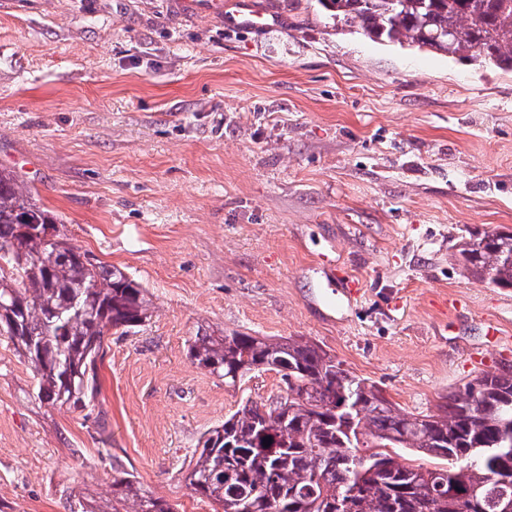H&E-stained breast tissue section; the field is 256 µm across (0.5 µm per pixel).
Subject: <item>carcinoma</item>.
Wrapping results in <instances>:
<instances>
[{
  "label": "carcinoma",
  "mask_w": 512,
  "mask_h": 512,
  "mask_svg": "<svg viewBox=\"0 0 512 512\" xmlns=\"http://www.w3.org/2000/svg\"><path fill=\"white\" fill-rule=\"evenodd\" d=\"M332 24L377 43L428 49L512 71V0H317ZM24 224H56L48 242ZM14 172L0 169V336L33 367L34 397L96 406L99 362L112 334L151 317L148 290L125 270L87 261ZM467 276L512 288V231L458 251ZM193 364L233 386L252 372L281 374L288 397L246 403L206 432L184 481L222 512H498L512 502V372L486 374L429 414L405 413L302 339L204 328ZM271 445H263L265 438ZM436 460L427 468L401 452ZM112 500L81 512H175L112 461Z\"/></svg>",
  "instance_id": "obj_1"
}]
</instances>
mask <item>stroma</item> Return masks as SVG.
<instances>
[{"label":"stroma","mask_w":512,"mask_h":512,"mask_svg":"<svg viewBox=\"0 0 512 512\" xmlns=\"http://www.w3.org/2000/svg\"><path fill=\"white\" fill-rule=\"evenodd\" d=\"M175 0H18L0 12V169L62 215L73 243L149 290L111 336L96 413L39 403L0 336V512H69L121 459L177 512L200 435L279 374L236 386L192 364L198 328L304 338L435 411L512 370V288L466 278L462 236L512 230V71L382 45L276 0L266 29Z\"/></svg>","instance_id":"stroma-1"}]
</instances>
